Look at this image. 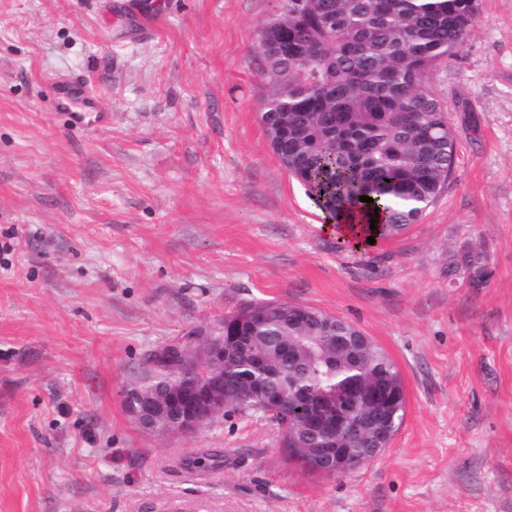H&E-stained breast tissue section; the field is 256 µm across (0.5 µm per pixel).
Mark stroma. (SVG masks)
Here are the masks:
<instances>
[{
    "instance_id": "obj_1",
    "label": "stroma",
    "mask_w": 512,
    "mask_h": 512,
    "mask_svg": "<svg viewBox=\"0 0 512 512\" xmlns=\"http://www.w3.org/2000/svg\"><path fill=\"white\" fill-rule=\"evenodd\" d=\"M279 0H0V512H512V0H480L427 85L457 143L398 238L342 247L269 146L259 32ZM87 74L103 128L54 111ZM492 276L450 272L463 244ZM310 305L396 364L404 421L360 470L275 422L140 427L156 348L251 302ZM199 448L224 453L203 473Z\"/></svg>"
}]
</instances>
